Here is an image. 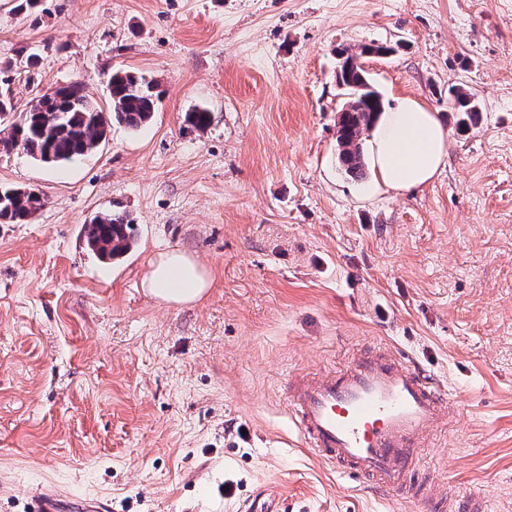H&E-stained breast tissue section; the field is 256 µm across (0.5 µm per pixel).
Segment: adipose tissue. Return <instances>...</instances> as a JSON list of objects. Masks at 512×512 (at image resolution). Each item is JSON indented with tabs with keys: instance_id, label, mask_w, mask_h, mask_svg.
<instances>
[{
	"instance_id": "adipose-tissue-1",
	"label": "adipose tissue",
	"mask_w": 512,
	"mask_h": 512,
	"mask_svg": "<svg viewBox=\"0 0 512 512\" xmlns=\"http://www.w3.org/2000/svg\"><path fill=\"white\" fill-rule=\"evenodd\" d=\"M448 151V133L438 114L405 97L381 114L365 140L363 154L375 185L402 192L430 183ZM211 283L197 257L169 249L151 261L143 285L159 302L186 306L201 301Z\"/></svg>"
}]
</instances>
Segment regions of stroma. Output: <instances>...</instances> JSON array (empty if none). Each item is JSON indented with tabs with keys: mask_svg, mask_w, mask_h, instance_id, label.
<instances>
[{
	"mask_svg": "<svg viewBox=\"0 0 512 512\" xmlns=\"http://www.w3.org/2000/svg\"><path fill=\"white\" fill-rule=\"evenodd\" d=\"M16 4L0 0L16 112L31 56L42 90L79 81L106 110L125 70L160 100L65 166L0 150V185L46 199L0 224V512L44 491L65 512H242L264 485L284 512H430L428 497L477 493L512 512V0ZM346 50L386 106L440 114L450 147L427 186L376 190L340 167ZM452 84L480 104L464 133ZM99 212L133 225L119 261L85 245ZM169 248L209 268L202 302L143 288ZM381 350L447 396L409 466L421 501L319 460L289 406L297 378Z\"/></svg>",
	"mask_w": 512,
	"mask_h": 512,
	"instance_id": "stroma-1",
	"label": "stroma"
}]
</instances>
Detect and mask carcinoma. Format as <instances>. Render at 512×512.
<instances>
[{"mask_svg":"<svg viewBox=\"0 0 512 512\" xmlns=\"http://www.w3.org/2000/svg\"><path fill=\"white\" fill-rule=\"evenodd\" d=\"M360 54L347 55L336 80L357 94L354 105L342 113L337 126L338 158L346 171L358 174L363 169L362 137L374 124L385 106L381 95L367 81ZM157 84L131 71L112 73L109 94L112 108L108 113L92 102L83 88L71 84L57 87L52 94L35 96L19 120H13L14 104L8 91H0V148H15L36 160L49 156L61 164L94 152L105 141L113 122L129 129L144 127L155 112L159 93ZM452 109L459 113L462 129L476 123L480 107L474 96L460 87L449 88ZM0 223L22 224L45 205V198L35 187L0 188ZM89 250L103 261L127 253L134 245L128 222L110 213H98L85 225Z\"/></svg>","mask_w":512,"mask_h":512,"instance_id":"obj_1","label":"carcinoma"}]
</instances>
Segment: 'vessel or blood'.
Masks as SVG:
<instances>
[{
	"label": "vessel or blood",
	"instance_id": "obj_1",
	"mask_svg": "<svg viewBox=\"0 0 512 512\" xmlns=\"http://www.w3.org/2000/svg\"><path fill=\"white\" fill-rule=\"evenodd\" d=\"M444 403L424 369L390 351L299 380L290 397L316 457L391 491L403 488L412 447L442 418Z\"/></svg>",
	"mask_w": 512,
	"mask_h": 512
}]
</instances>
